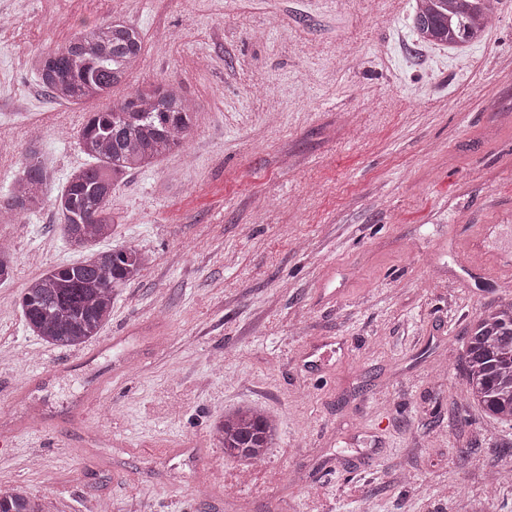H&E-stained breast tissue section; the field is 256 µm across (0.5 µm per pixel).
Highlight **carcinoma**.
I'll list each match as a JSON object with an SVG mask.
<instances>
[{
  "label": "carcinoma",
  "instance_id": "cac0c4a2",
  "mask_svg": "<svg viewBox=\"0 0 512 512\" xmlns=\"http://www.w3.org/2000/svg\"><path fill=\"white\" fill-rule=\"evenodd\" d=\"M494 0H416L413 28L424 41L462 47L483 36ZM144 34L114 16L77 31L63 47L37 56L39 85L54 101L79 103L107 97L143 59ZM196 109L181 88L144 84L121 103L92 113L79 136L93 160L74 169L60 194L49 201L46 172L26 148L21 176L0 197V221H19L51 204L75 245L112 236V190L136 170L179 148L194 126ZM147 254L127 246L98 251L30 281L21 308L30 330L44 342L76 347L99 334L112 316V292L139 277ZM10 247L0 246V283L14 275ZM464 383L459 396L489 417L512 421V301H502L469 323ZM224 457L248 467L265 459L278 435V422L256 407L224 413L211 428ZM0 512H51L50 504L17 488H0Z\"/></svg>",
  "mask_w": 512,
  "mask_h": 512
}]
</instances>
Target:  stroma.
<instances>
[{
	"label": "stroma",
	"mask_w": 512,
	"mask_h": 512,
	"mask_svg": "<svg viewBox=\"0 0 512 512\" xmlns=\"http://www.w3.org/2000/svg\"><path fill=\"white\" fill-rule=\"evenodd\" d=\"M413 5L0 0V195L31 116L52 197L88 163L89 113L161 80L197 106L183 148L112 193L98 249L151 261L88 342L49 345L20 308L30 280L86 250L49 206L0 224L16 261L0 408L17 409L0 419L1 487L53 512H456L461 497L512 512V422L456 395L470 318L512 300V0L462 51L418 43ZM116 15L145 35L126 86L45 99L35 56ZM241 405L279 424L245 481L211 436ZM32 409L51 438L23 424Z\"/></svg>",
	"instance_id": "35a3bbf8"
}]
</instances>
